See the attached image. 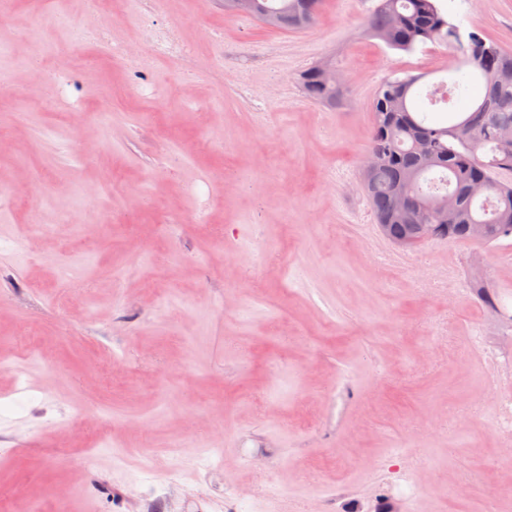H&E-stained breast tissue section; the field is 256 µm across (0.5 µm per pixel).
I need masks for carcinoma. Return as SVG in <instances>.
I'll return each mask as SVG.
<instances>
[{
	"label": "carcinoma",
	"mask_w": 512,
	"mask_h": 512,
	"mask_svg": "<svg viewBox=\"0 0 512 512\" xmlns=\"http://www.w3.org/2000/svg\"><path fill=\"white\" fill-rule=\"evenodd\" d=\"M321 0H258L256 18L286 30H303L314 21ZM368 33L391 49L412 52L429 44L457 51L462 62L451 68L448 99L431 91L432 106L452 108L480 94L468 112H451L443 121L415 110L419 77L388 78L372 101L367 154L376 157L363 172V184L377 224L392 243L405 236L407 224L437 226L434 239L475 241L472 224L485 226L484 242L512 237V152L498 148L500 129L512 126V51L471 31L462 36L438 0H379ZM304 94L334 106L339 87L325 83L317 66L299 75ZM489 186L484 198L468 188ZM409 198V209L396 208V192Z\"/></svg>",
	"instance_id": "cac0c4a2"
}]
</instances>
